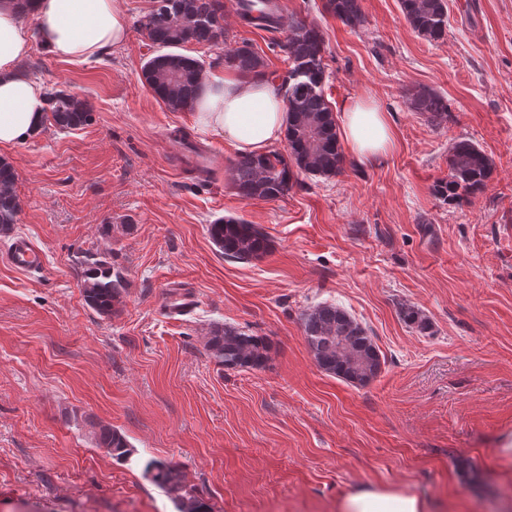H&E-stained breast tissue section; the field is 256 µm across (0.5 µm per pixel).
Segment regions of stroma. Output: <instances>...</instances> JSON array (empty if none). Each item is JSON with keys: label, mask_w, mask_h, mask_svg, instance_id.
Instances as JSON below:
<instances>
[{"label": "stroma", "mask_w": 512, "mask_h": 512, "mask_svg": "<svg viewBox=\"0 0 512 512\" xmlns=\"http://www.w3.org/2000/svg\"><path fill=\"white\" fill-rule=\"evenodd\" d=\"M235 2L224 0L231 38L282 74L274 34L242 25ZM280 2L324 33L333 109L373 97L394 131L385 156L348 157L282 199L239 197L237 152L141 85L150 51L138 29L82 64L33 46L26 72L87 100L92 120L0 146L20 200L0 232V512H177L143 475L152 459L177 464L215 512H336L365 485L444 512L512 505V459L499 454L512 448V0H448L438 43L417 36L399 0H362L356 31L323 0ZM413 87L447 98V119L414 112ZM458 137L496 169L463 206L433 193ZM229 215L268 235L266 255L224 257L207 226ZM21 237L40 269L5 259ZM89 254L129 283L112 318L84 303ZM325 301L379 346L369 385L314 362L301 317ZM407 307L429 333L405 322ZM224 324L269 339L264 369L216 364L206 343ZM102 425L125 435L129 459L97 447Z\"/></svg>", "instance_id": "35a3bbf8"}]
</instances>
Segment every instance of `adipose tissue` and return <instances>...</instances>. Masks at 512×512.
Returning a JSON list of instances; mask_svg holds the SVG:
<instances>
[{"label":"adipose tissue","mask_w":512,"mask_h":512,"mask_svg":"<svg viewBox=\"0 0 512 512\" xmlns=\"http://www.w3.org/2000/svg\"><path fill=\"white\" fill-rule=\"evenodd\" d=\"M27 13L35 28L24 24ZM129 34L128 15L117 0H0V146L27 141L44 123V87L20 71L33 42L61 61L82 63L125 44ZM194 112L198 132L223 138L243 156L264 154L286 135L283 98L264 79L231 69L203 75ZM341 130L349 151L365 161L384 156L393 144L386 113L368 97L344 105ZM426 509L420 497L372 486L359 488L339 504V512Z\"/></svg>","instance_id":"adipose-tissue-1"}]
</instances>
